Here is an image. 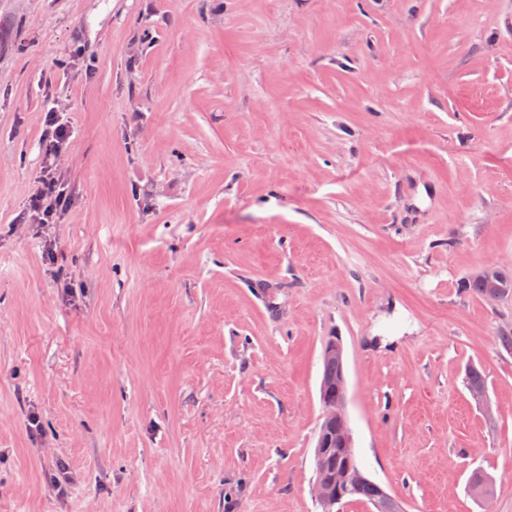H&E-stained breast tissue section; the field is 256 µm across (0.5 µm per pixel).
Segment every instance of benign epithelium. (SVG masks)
Instances as JSON below:
<instances>
[{
    "label": "benign epithelium",
    "mask_w": 512,
    "mask_h": 512,
    "mask_svg": "<svg viewBox=\"0 0 512 512\" xmlns=\"http://www.w3.org/2000/svg\"><path fill=\"white\" fill-rule=\"evenodd\" d=\"M326 360H336L339 371L321 376L319 396L321 422L314 454V465L321 471L327 460L336 457L340 461L339 471L334 478L318 477L312 486L315 500L324 512H340V506L362 484L371 482L356 465V453L351 429L345 425L335 428L336 420L345 419L347 379L344 369V350L335 341H328L323 347ZM375 512H404L401 499L376 485V495L372 499Z\"/></svg>",
    "instance_id": "obj_1"
}]
</instances>
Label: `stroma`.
<instances>
[{
  "instance_id": "obj_1",
  "label": "stroma",
  "mask_w": 512,
  "mask_h": 512,
  "mask_svg": "<svg viewBox=\"0 0 512 512\" xmlns=\"http://www.w3.org/2000/svg\"><path fill=\"white\" fill-rule=\"evenodd\" d=\"M510 264L512 0H0V512H321L332 338L371 480L512 512ZM44 165L41 168L37 187L28 199V213L33 224H60L69 211L71 197L62 179L57 176L54 158L69 142L70 122L50 108L44 119ZM491 283L499 286V288L495 286H491L489 288ZM466 287H468L476 295L483 298L485 296V299L491 301H499L500 298H511L512 271L511 269L493 271L486 268L477 270L467 279ZM492 288H497L500 293L497 290H491L485 295L486 291Z\"/></svg>"
}]
</instances>
